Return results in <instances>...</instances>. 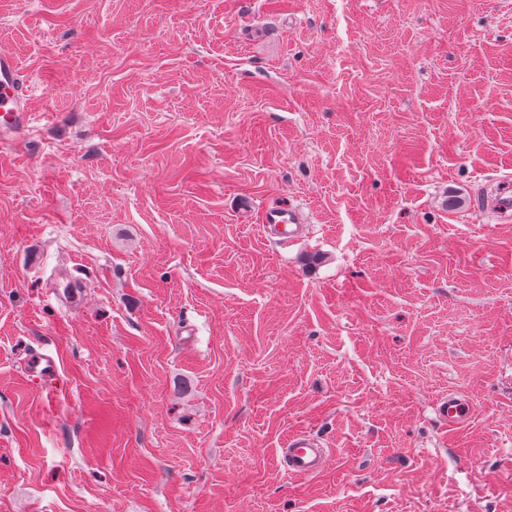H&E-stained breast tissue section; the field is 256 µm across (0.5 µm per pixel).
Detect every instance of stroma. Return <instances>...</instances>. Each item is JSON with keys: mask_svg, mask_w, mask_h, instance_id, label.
I'll list each match as a JSON object with an SVG mask.
<instances>
[{"mask_svg": "<svg viewBox=\"0 0 512 512\" xmlns=\"http://www.w3.org/2000/svg\"><path fill=\"white\" fill-rule=\"evenodd\" d=\"M2 49L0 512H512V0H0ZM28 81L17 57L8 50L0 52V133L1 139L30 128L34 117L27 107ZM261 210L263 232L267 235L291 240L304 227L300 211L288 203L264 205ZM473 410L471 401L457 392H448V396L440 398L435 407L438 418L454 428L468 421ZM281 459L288 473L309 477L327 469L333 462V454L310 434L290 435L287 448H281Z\"/></svg>", "mask_w": 512, "mask_h": 512, "instance_id": "stroma-1", "label": "stroma"}]
</instances>
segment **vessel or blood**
Instances as JSON below:
<instances>
[{"instance_id":"1","label":"vessel or blood","mask_w":512,"mask_h":512,"mask_svg":"<svg viewBox=\"0 0 512 512\" xmlns=\"http://www.w3.org/2000/svg\"><path fill=\"white\" fill-rule=\"evenodd\" d=\"M28 81L23 74L15 54L0 52V135L9 136L30 128L34 117L27 107ZM263 231L283 239H293L303 226L301 213L286 204L266 205L262 208ZM473 405L464 395L452 392L440 398L435 407L438 418L457 427L466 423ZM281 459L288 473L309 477L327 469L333 462V454L311 435L299 433L290 435Z\"/></svg>"}]
</instances>
